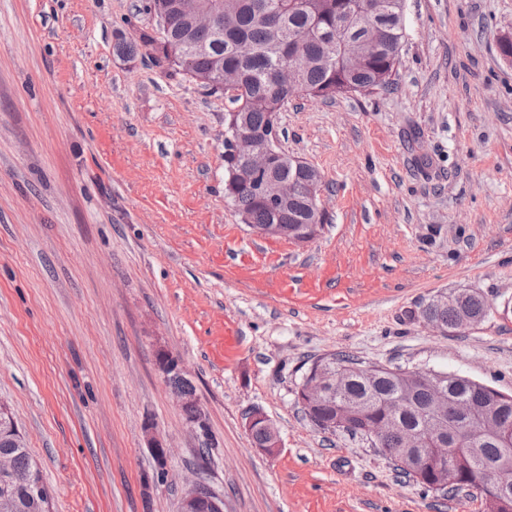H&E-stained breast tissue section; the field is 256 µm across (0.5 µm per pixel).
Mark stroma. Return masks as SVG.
Here are the masks:
<instances>
[{
    "label": "stroma",
    "instance_id": "obj_1",
    "mask_svg": "<svg viewBox=\"0 0 512 512\" xmlns=\"http://www.w3.org/2000/svg\"><path fill=\"white\" fill-rule=\"evenodd\" d=\"M144 3L0 0V400L51 512H178L190 480L224 512H482L317 430L296 392L346 352L512 394V0H405L392 89L289 99L284 146L320 171L326 212L304 243L241 223L228 102L140 47ZM446 289L480 291L489 318L426 325ZM161 348L209 414V463ZM256 408L274 454L245 427ZM149 424L173 449L161 479ZM157 367L159 372L163 375L165 382L173 375H183L185 373L182 361L168 351H160L159 359L157 360ZM169 385L182 390L185 393H192L195 391L191 381L185 376H175L169 379ZM256 427H265L267 429L270 437L268 448H266V442L268 441L267 432L262 428ZM246 428L248 431L253 429L251 431L253 441L261 452L272 453L279 448L280 440L278 432L262 411H255L247 418Z\"/></svg>",
    "mask_w": 512,
    "mask_h": 512
}]
</instances>
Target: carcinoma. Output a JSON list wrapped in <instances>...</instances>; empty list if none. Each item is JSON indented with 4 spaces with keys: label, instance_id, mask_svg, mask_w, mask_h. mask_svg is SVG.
Segmentation results:
<instances>
[{
    "label": "carcinoma",
    "instance_id": "obj_1",
    "mask_svg": "<svg viewBox=\"0 0 512 512\" xmlns=\"http://www.w3.org/2000/svg\"><path fill=\"white\" fill-rule=\"evenodd\" d=\"M224 26L222 31L204 33L192 26L190 15L178 7V0H147L146 11L164 14V24L157 25L158 37L146 38L143 45L157 52L153 60H168L169 54L182 58L177 64L190 81L204 88L226 67L238 70L242 76L234 93L227 97L228 111L238 113L234 123H225L224 131L234 136L237 126L250 131H264L271 118L282 111L294 93L276 80L277 67L285 64L295 51L310 58V66L301 76L304 95L332 100L338 96L386 89L393 85L396 65L405 37L404 0H380L383 12L377 16L362 14L367 0H284L279 16L269 14L270 0H222ZM361 43L368 54L362 67L351 72L345 66L348 42ZM320 180V173L303 164L295 174V192L288 208L276 214L267 205L264 195L252 187H239L231 192L224 189V198L248 224L288 222V212L309 211L311 184ZM464 311L481 315L489 311L483 296L475 291L455 306L443 307L430 299L422 308L444 328L453 326L457 313ZM336 365L346 372V385L322 404L303 407L305 416L316 427L330 429L337 419L348 423L351 435L368 434L377 425L416 430L422 433L425 448L448 449V461L458 470L477 479H486L502 464L512 465V401L491 407L488 413L498 419L504 431L495 437L480 433L456 435L462 401L476 409L485 408L487 385L455 375L447 380L448 413L443 419L445 440L428 435L423 409L429 399V389L421 384L406 387L401 373L405 369L381 365L375 367L357 358L340 354ZM407 391V406L396 416L391 401ZM400 447L398 434L386 438L378 452L393 460L399 474L425 491L446 497L461 488L448 491L435 489L428 481L426 470L434 468L438 456L430 455L426 467L416 468L412 454L392 452ZM0 452L14 458L15 469L27 473L34 465L25 444L17 445L0 436ZM0 512H50L47 502L32 496L23 485L11 488V500L0 497Z\"/></svg>",
    "mask_w": 512,
    "mask_h": 512
}]
</instances>
